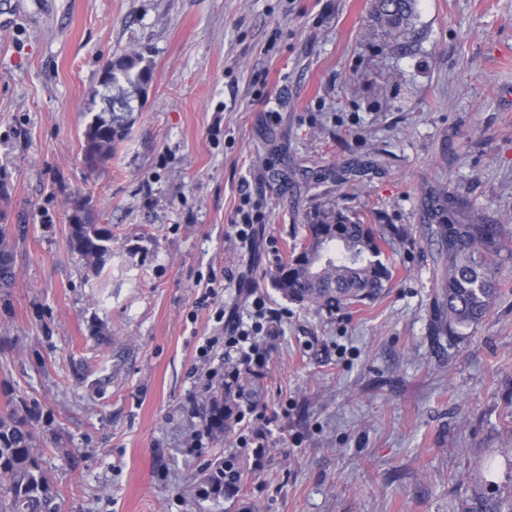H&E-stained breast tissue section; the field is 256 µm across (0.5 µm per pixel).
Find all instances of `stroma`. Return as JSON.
<instances>
[{
  "instance_id": "35a3bbf8",
  "label": "stroma",
  "mask_w": 512,
  "mask_h": 512,
  "mask_svg": "<svg viewBox=\"0 0 512 512\" xmlns=\"http://www.w3.org/2000/svg\"><path fill=\"white\" fill-rule=\"evenodd\" d=\"M0 0V411L26 404L62 512H512V268L456 348L429 336L428 200L512 224V0ZM152 80L97 171L82 132L105 65ZM112 230L102 271L69 247L70 203ZM263 215L233 235L243 200ZM405 236L380 300L327 313L269 275L316 209ZM261 333L249 453L198 406L223 347ZM274 418L266 428V418ZM416 0H376L374 19L391 36L398 37L412 25ZM0 288H10L15 277L13 253L9 248L8 224H2L0 213Z\"/></svg>"
}]
</instances>
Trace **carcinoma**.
Here are the masks:
<instances>
[{
  "label": "carcinoma",
  "mask_w": 512,
  "mask_h": 512,
  "mask_svg": "<svg viewBox=\"0 0 512 512\" xmlns=\"http://www.w3.org/2000/svg\"><path fill=\"white\" fill-rule=\"evenodd\" d=\"M416 0H375L374 19L391 36L412 25ZM140 57L127 56L112 68V100L129 106L142 91L148 68ZM132 126L131 112H100L83 131V157L97 170L125 140ZM458 203L444 206L431 200L424 232L433 246L429 332L434 343L448 340L455 347L492 312L502 295V263L512 258V229L488 224L480 215L461 223L454 218ZM301 241L271 274L273 287L290 301L328 313L378 299L390 287L393 266L385 259L390 238L400 229L387 224L346 220L334 208L317 210L303 225ZM70 249L85 263L100 269L112 254V230L87 219L71 225ZM15 277L8 225L0 217V288ZM244 391L241 376L222 385L199 407L212 434L224 438L235 427L234 416ZM0 512H61L40 466L35 436L26 410L0 413Z\"/></svg>",
  "instance_id": "carcinoma-1"
}]
</instances>
